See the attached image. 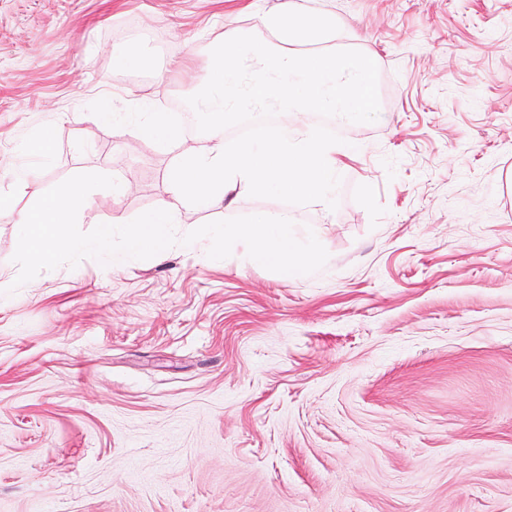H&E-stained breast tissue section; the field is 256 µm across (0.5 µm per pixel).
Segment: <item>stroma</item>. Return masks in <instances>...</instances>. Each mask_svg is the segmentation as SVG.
Listing matches in <instances>:
<instances>
[{"instance_id": "1", "label": "stroma", "mask_w": 512, "mask_h": 512, "mask_svg": "<svg viewBox=\"0 0 512 512\" xmlns=\"http://www.w3.org/2000/svg\"><path fill=\"white\" fill-rule=\"evenodd\" d=\"M282 2L0 0V281L34 191L88 172L119 188L81 231L285 211L329 254L282 279L203 238L0 296V512H512V0H299L381 79L375 122L331 125L361 149L337 209L184 207L169 174L204 139L187 74H158ZM145 110L181 141L124 133Z\"/></svg>"}]
</instances>
